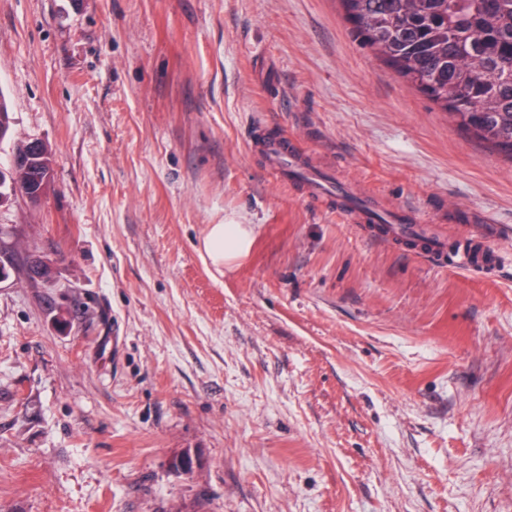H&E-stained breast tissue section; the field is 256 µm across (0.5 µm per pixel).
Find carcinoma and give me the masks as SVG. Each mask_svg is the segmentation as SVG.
Listing matches in <instances>:
<instances>
[{"instance_id":"carcinoma-1","label":"carcinoma","mask_w":512,"mask_h":512,"mask_svg":"<svg viewBox=\"0 0 512 512\" xmlns=\"http://www.w3.org/2000/svg\"><path fill=\"white\" fill-rule=\"evenodd\" d=\"M357 38L472 137L512 161V0H340ZM53 160L31 150L22 188Z\"/></svg>"}]
</instances>
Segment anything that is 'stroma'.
<instances>
[{
  "label": "stroma",
  "instance_id": "35a3bbf8",
  "mask_svg": "<svg viewBox=\"0 0 512 512\" xmlns=\"http://www.w3.org/2000/svg\"><path fill=\"white\" fill-rule=\"evenodd\" d=\"M0 95V166L54 169L0 205V512H512V163L338 0H0ZM269 135L481 271L345 222ZM212 224L253 230L221 272ZM264 152L273 173L283 178H288L290 174L302 180L311 197L319 199L334 192L335 186L330 178L302 167L296 154L288 149L287 140L267 141L264 144ZM28 159L29 154H14L11 158V164L13 171L28 164L20 179L25 193L32 196L40 192L47 170L53 169V160L43 144L41 149H31L29 163Z\"/></svg>",
  "mask_w": 512,
  "mask_h": 512
}]
</instances>
